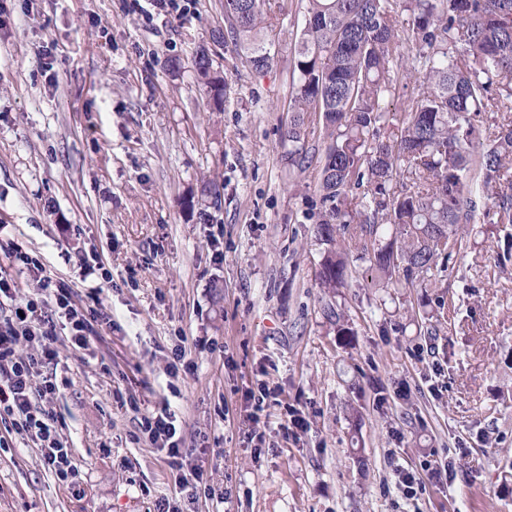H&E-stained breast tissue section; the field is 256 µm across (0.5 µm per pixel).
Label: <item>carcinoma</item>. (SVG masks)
Returning a JSON list of instances; mask_svg holds the SVG:
<instances>
[{
  "label": "carcinoma",
  "mask_w": 512,
  "mask_h": 512,
  "mask_svg": "<svg viewBox=\"0 0 512 512\" xmlns=\"http://www.w3.org/2000/svg\"><path fill=\"white\" fill-rule=\"evenodd\" d=\"M406 16V27L398 19ZM265 0H224L217 46L232 43L258 74L275 62ZM194 68L213 99L228 83L201 48ZM416 92L402 112L386 101L399 74ZM288 165L312 167L305 116L318 114L314 180L316 278L334 293L359 275L378 288H427L474 232L478 201L512 225V0H306L295 35ZM480 112H501L485 134Z\"/></svg>",
  "instance_id": "1"
}]
</instances>
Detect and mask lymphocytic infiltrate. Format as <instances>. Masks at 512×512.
<instances>
[{
    "instance_id": "f902f5d3",
    "label": "lymphocytic infiltrate",
    "mask_w": 512,
    "mask_h": 512,
    "mask_svg": "<svg viewBox=\"0 0 512 512\" xmlns=\"http://www.w3.org/2000/svg\"><path fill=\"white\" fill-rule=\"evenodd\" d=\"M0 253L22 264L39 282L36 293L15 300V283L0 268V298L9 299V313L0 320V419L31 440L45 470L58 483L70 486L78 468L61 431L64 419L50 404L59 388L55 377L42 373L56 357L57 325L66 323L72 346L88 349L97 326L112 322L99 298L78 300L75 288L63 279L45 275L39 258L14 242L0 240ZM141 430L179 474L180 489L195 488L204 480L202 467L190 461L180 426L168 406L142 416Z\"/></svg>"
}]
</instances>
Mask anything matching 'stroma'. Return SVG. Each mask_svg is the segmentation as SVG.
<instances>
[{"label":"stroma","mask_w":512,"mask_h":512,"mask_svg":"<svg viewBox=\"0 0 512 512\" xmlns=\"http://www.w3.org/2000/svg\"><path fill=\"white\" fill-rule=\"evenodd\" d=\"M0 0V238L45 272L99 289L112 317L89 349L67 336L50 373L79 474L59 485L21 436H0V512H512V262L484 214L436 287L357 278L319 288L314 171L280 132L305 0H270L279 62L259 75L233 45L215 105L192 57L224 0ZM180 69H172L171 60ZM223 186L191 209L203 178ZM101 254L111 283L84 277ZM437 334L415 316L437 293ZM351 333H336L335 313ZM186 337L190 374L170 375ZM274 391L252 421L249 391ZM139 410H132L129 399ZM169 405L206 487L177 492L139 423ZM304 427L286 434L291 417ZM455 464L446 484L426 467ZM426 489L406 497L397 474Z\"/></svg>","instance_id":"stroma-1"}]
</instances>
